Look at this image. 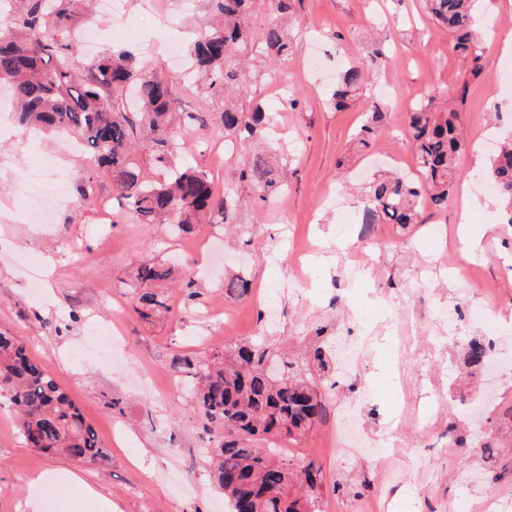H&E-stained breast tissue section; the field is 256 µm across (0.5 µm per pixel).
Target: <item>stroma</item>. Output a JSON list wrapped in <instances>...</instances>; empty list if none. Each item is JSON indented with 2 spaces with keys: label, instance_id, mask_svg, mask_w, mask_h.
<instances>
[{
  "label": "stroma",
  "instance_id": "stroma-1",
  "mask_svg": "<svg viewBox=\"0 0 512 512\" xmlns=\"http://www.w3.org/2000/svg\"><path fill=\"white\" fill-rule=\"evenodd\" d=\"M102 16L98 0H85L87 21L98 23L94 50L135 49L168 82L175 101L169 123L178 159L213 175L217 189L239 197L236 224L221 217L175 232L141 224L119 199L111 173L83 152L59 150L54 133L11 126L0 132V329L11 331L57 381L95 428L107 456L94 464L69 463L27 446L13 410L0 401V512H95L70 474L109 499L116 512H225L211 482L203 447L207 436L189 397L163 394L173 354L197 357L212 346L232 348L265 340L305 363L314 348L344 339L350 363H336L319 391L325 421L291 444V452L322 471L319 512H356L363 498L388 502L390 512H477L489 498L512 499V317L488 329L477 318L484 301L512 314V226L485 236L471 251L459 233L458 210L401 228L379 227L343 246L336 233L343 203L388 153L403 155L414 171L406 111L386 101L385 131L369 153L352 136L363 103L335 110L328 91L337 75L361 61L365 30L386 38L389 59L371 74L366 95L384 84L409 93L437 89L458 98L460 125L469 144L459 159L464 177L488 154L479 149L483 128L512 130V91L493 87L497 63L493 34L512 33V0H478L477 32L486 71L471 78L469 64L452 49L447 31L431 24L418 0H301L295 28L298 49L277 64L275 78L252 74L244 108L272 111L273 138L292 155L288 195L259 200L240 177L251 155L225 139L218 114L224 99L184 77L169 58L162 33L188 38L205 16L206 0H123ZM300 94L297 105L283 87ZM198 116L188 123L187 113ZM72 174L70 200L45 224L26 223L20 187L40 161ZM112 202V221L100 223L94 202ZM437 263L447 280L413 277L418 257ZM170 266L161 290L171 312L141 317L133 290L143 258ZM44 270L40 293L28 284L27 260ZM195 297L180 289L185 272ZM251 282L245 295L224 288L230 277ZM221 304L231 316L209 326L198 314ZM464 319L456 335L437 333L440 309ZM111 324L120 339L111 362L83 353L93 326ZM473 338L495 343L499 390L472 420L468 408L483 396L482 375L467 374L464 348ZM484 397V396H483ZM360 422L367 449L336 453V429L347 414ZM53 482L33 488L41 473ZM37 508H30V501Z\"/></svg>",
  "mask_w": 512,
  "mask_h": 512
}]
</instances>
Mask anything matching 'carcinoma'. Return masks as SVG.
<instances>
[{
	"mask_svg": "<svg viewBox=\"0 0 512 512\" xmlns=\"http://www.w3.org/2000/svg\"><path fill=\"white\" fill-rule=\"evenodd\" d=\"M295 0H271L275 19L254 38L247 24L257 0H208L212 19L190 47L192 74L210 89L224 90L220 114L224 135L239 139L251 151L241 178L263 201L288 194V175L255 140L269 137L271 117L264 107L246 110L240 99L256 59L264 64L286 61L297 51L293 34ZM433 25L448 31L455 49L470 63L469 73H482L478 35L473 30L474 0H421ZM77 0H0V21L8 27L0 38V81L9 84L20 107L19 125L27 129L66 130L83 143V151L112 174L113 185L129 210L145 224H171L184 231L213 215L236 223L238 198L217 193L209 174L177 163L178 143L167 126L172 110L167 82L140 56L127 50L86 62L76 68L79 48L75 32L81 15ZM362 64L341 73L331 100L340 109L354 100L369 72L385 64V41L363 37ZM134 90L137 111L124 112L110 94ZM439 92H429L407 112L415 177L391 171L372 178L362 197L363 224L423 223L422 214L448 208L460 178L456 166L466 143L454 106L437 107ZM382 103L373 100L355 134L364 150L385 128ZM148 129L146 142L158 171L148 182L129 162L137 125ZM481 177L495 185L496 196L512 224V136L497 145ZM171 268L147 260L138 268L136 312L149 316L169 310L167 297L155 287L168 280ZM466 364L480 368L488 346L474 339L465 350ZM172 367L189 381L188 396L209 436L207 465L215 485L224 491L230 512H320L319 486L304 483L301 474L321 473L313 460L295 459L287 444L326 417V406L313 381L298 362L278 354L271 344H249L229 359L224 349L206 358L183 354ZM14 410L26 443L44 453L78 463L106 457L101 441L76 404L56 380L29 356L24 344L0 330V400Z\"/></svg>",
	"mask_w": 512,
	"mask_h": 512,
	"instance_id": "carcinoma-1",
	"label": "carcinoma"
}]
</instances>
